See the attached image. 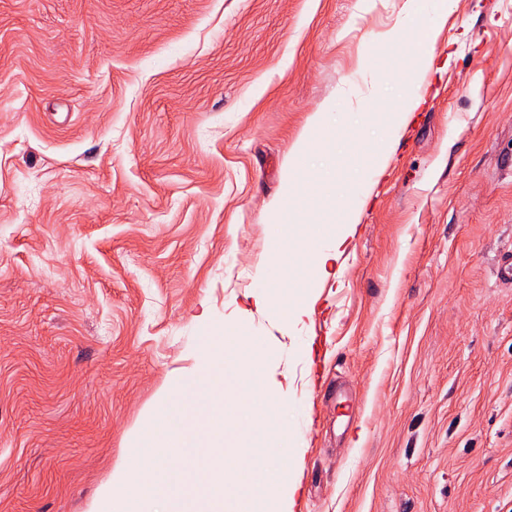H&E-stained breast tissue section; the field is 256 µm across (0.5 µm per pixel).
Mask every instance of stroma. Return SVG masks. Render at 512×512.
Wrapping results in <instances>:
<instances>
[{
	"label": "stroma",
	"mask_w": 512,
	"mask_h": 512,
	"mask_svg": "<svg viewBox=\"0 0 512 512\" xmlns=\"http://www.w3.org/2000/svg\"><path fill=\"white\" fill-rule=\"evenodd\" d=\"M403 3L0 0V512H89L106 481L163 512L124 472L151 464L207 334L242 381L266 365L288 394L241 446L302 445L277 471L301 479L293 512H512V0H458L449 65L375 178L417 91ZM328 100L333 131L309 130ZM358 179V197L324 191ZM261 281L274 302L238 322ZM302 306L312 321L287 322ZM422 101V97L416 94L400 103L396 112H393L394 116L388 126L386 148L376 157L372 166L375 170V176L378 177L383 173L391 150L398 144L400 137L407 128L412 113L418 110ZM309 146V139L305 132L297 141L293 156L289 159L288 164H286V172L282 181V192L277 198L272 200L268 206L266 219L270 221L269 224H278L281 214L288 211L289 201L293 196V182L291 181V176L288 175V171H291L294 161L299 156L303 155ZM355 224H358V209H349L345 213L342 229L335 236L324 238L321 241V245L315 253L314 272L316 278L328 276L327 263L336 260V257L343 253L349 239L354 234Z\"/></svg>",
	"instance_id": "stroma-1"
}]
</instances>
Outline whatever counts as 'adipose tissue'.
<instances>
[{"label":"adipose tissue","mask_w":512,"mask_h":512,"mask_svg":"<svg viewBox=\"0 0 512 512\" xmlns=\"http://www.w3.org/2000/svg\"><path fill=\"white\" fill-rule=\"evenodd\" d=\"M458 0H405L403 6L406 24L418 32L416 51L421 66L415 76L416 82L426 81L435 58L436 33L443 26Z\"/></svg>","instance_id":"1"}]
</instances>
